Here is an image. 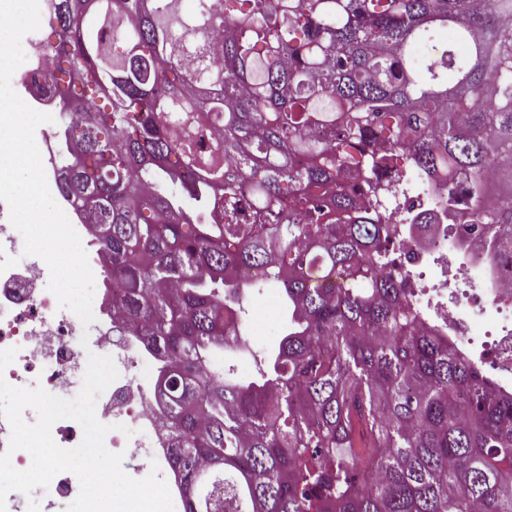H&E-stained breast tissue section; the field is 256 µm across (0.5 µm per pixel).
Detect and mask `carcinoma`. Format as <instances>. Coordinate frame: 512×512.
I'll return each instance as SVG.
<instances>
[{
	"label": "carcinoma",
	"instance_id": "1",
	"mask_svg": "<svg viewBox=\"0 0 512 512\" xmlns=\"http://www.w3.org/2000/svg\"><path fill=\"white\" fill-rule=\"evenodd\" d=\"M179 2L55 0L38 71L85 108L58 192L161 363L181 512H512V395L385 271L411 171L512 254V0ZM270 284L288 324L241 379Z\"/></svg>",
	"mask_w": 512,
	"mask_h": 512
}]
</instances>
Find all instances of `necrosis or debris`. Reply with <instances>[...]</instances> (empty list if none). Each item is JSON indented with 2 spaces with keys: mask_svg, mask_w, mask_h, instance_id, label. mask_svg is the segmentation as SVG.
<instances>
[{
  "mask_svg": "<svg viewBox=\"0 0 512 512\" xmlns=\"http://www.w3.org/2000/svg\"><path fill=\"white\" fill-rule=\"evenodd\" d=\"M35 138L48 186L56 188L68 131L53 120L40 125ZM386 217L394 224L413 220L419 225L397 241L391 270L423 309L424 323L447 333L458 348L487 331L480 364L498 393L511 394L512 268L487 244L479 225L449 223L440 210L438 191L413 189L403 206H388ZM22 245L21 234L9 221L8 206L0 201V349L17 351L1 375L17 386L38 374L47 392L70 399L89 354L111 356L119 376L96 404L98 419L113 427L104 445L142 464L157 463L160 477L169 489H176L166 446L149 436L160 406L140 368L153 364L152 354L113 321L108 291L94 299L91 325L59 308L47 289L49 269L42 259L32 256L24 265L14 264L13 256Z\"/></svg>",
  "mask_w": 512,
  "mask_h": 512,
  "instance_id": "obj_1",
  "label": "necrosis or debris"
}]
</instances>
